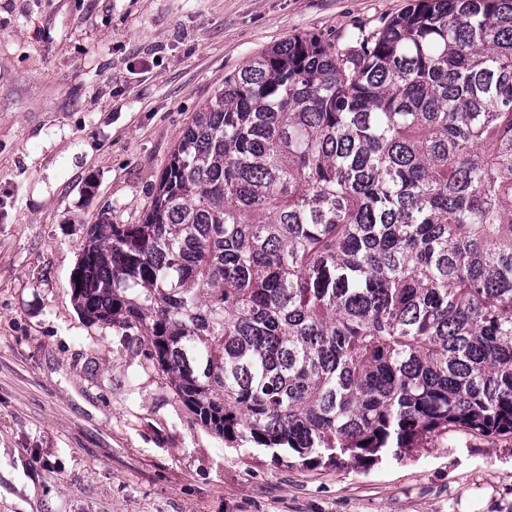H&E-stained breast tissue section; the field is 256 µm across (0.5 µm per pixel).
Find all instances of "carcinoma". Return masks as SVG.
<instances>
[{
    "mask_svg": "<svg viewBox=\"0 0 512 512\" xmlns=\"http://www.w3.org/2000/svg\"><path fill=\"white\" fill-rule=\"evenodd\" d=\"M72 293L227 441L305 467L512 435V0H416L224 78Z\"/></svg>",
    "mask_w": 512,
    "mask_h": 512,
    "instance_id": "obj_1",
    "label": "carcinoma"
}]
</instances>
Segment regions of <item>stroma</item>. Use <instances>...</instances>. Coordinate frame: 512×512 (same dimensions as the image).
<instances>
[{"label": "stroma", "instance_id": "1", "mask_svg": "<svg viewBox=\"0 0 512 512\" xmlns=\"http://www.w3.org/2000/svg\"><path fill=\"white\" fill-rule=\"evenodd\" d=\"M414 2L0 0V512H512L511 437L277 463L204 428L71 292L88 224L139 222L226 76Z\"/></svg>", "mask_w": 512, "mask_h": 512}]
</instances>
